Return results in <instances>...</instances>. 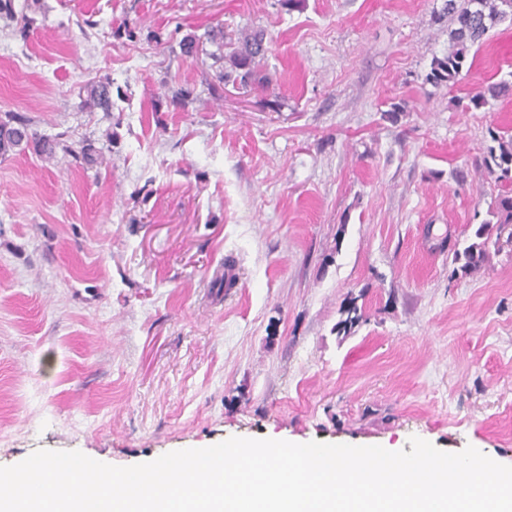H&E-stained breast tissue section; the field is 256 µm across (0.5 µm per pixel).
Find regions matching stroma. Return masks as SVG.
<instances>
[{
  "label": "stroma",
  "mask_w": 512,
  "mask_h": 512,
  "mask_svg": "<svg viewBox=\"0 0 512 512\" xmlns=\"http://www.w3.org/2000/svg\"><path fill=\"white\" fill-rule=\"evenodd\" d=\"M30 16L0 23V120L27 113L59 143L0 158V466L39 449L130 466L231 437L417 436L512 463V246L472 274L453 260L512 189L484 167L512 96L460 106L512 78V22L434 84L445 0ZM218 26L230 45L205 41ZM258 31L268 86L230 83ZM92 81L111 111L79 110ZM352 297L362 318L337 332Z\"/></svg>",
  "instance_id": "1"
}]
</instances>
